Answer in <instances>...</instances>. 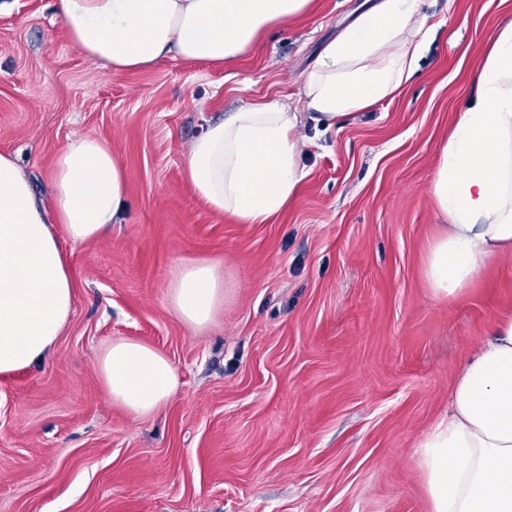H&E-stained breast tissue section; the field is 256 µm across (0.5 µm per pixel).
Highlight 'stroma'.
Returning <instances> with one entry per match:
<instances>
[{
  "mask_svg": "<svg viewBox=\"0 0 512 512\" xmlns=\"http://www.w3.org/2000/svg\"><path fill=\"white\" fill-rule=\"evenodd\" d=\"M372 2L316 0L221 65L117 73L72 46L52 0H0V151L44 196L57 153L98 136L128 200L111 234L66 244L79 288L49 355L0 377V512H430L418 445L512 314V257L436 298L428 185L512 0H424L417 76L327 126L305 78ZM270 101L302 115L306 178L270 223L239 224L196 196L184 154L206 119ZM189 259L224 270L200 331L168 303ZM119 336L179 373L154 416L114 405L96 371Z\"/></svg>",
  "mask_w": 512,
  "mask_h": 512,
  "instance_id": "35a3bbf8",
  "label": "stroma"
}]
</instances>
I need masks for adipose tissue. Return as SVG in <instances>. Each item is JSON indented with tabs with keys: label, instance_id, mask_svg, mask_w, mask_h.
<instances>
[{
	"label": "adipose tissue",
	"instance_id": "ef3b65f1",
	"mask_svg": "<svg viewBox=\"0 0 512 512\" xmlns=\"http://www.w3.org/2000/svg\"><path fill=\"white\" fill-rule=\"evenodd\" d=\"M422 0H380L328 43L307 77V106L336 125L397 93L416 73L429 30ZM314 0H54L71 43L112 70L179 58L221 63ZM300 113L261 102L208 122L185 156L197 196L240 224H265L301 190ZM42 200L17 155L0 152V376L42 362L64 332L76 283L62 240L85 243L121 223L126 177L102 139L85 135L55 157ZM429 193L443 219L427 252L433 294H461L485 266L512 256V24L490 38L470 99L440 148ZM62 225L56 234L53 224ZM169 304L203 328L224 304V273L181 263ZM113 404L136 418L179 387L158 349L125 337L97 359ZM431 512H512V315L500 317L454 377L448 412L419 443Z\"/></svg>",
	"mask_w": 512,
	"mask_h": 512
}]
</instances>
